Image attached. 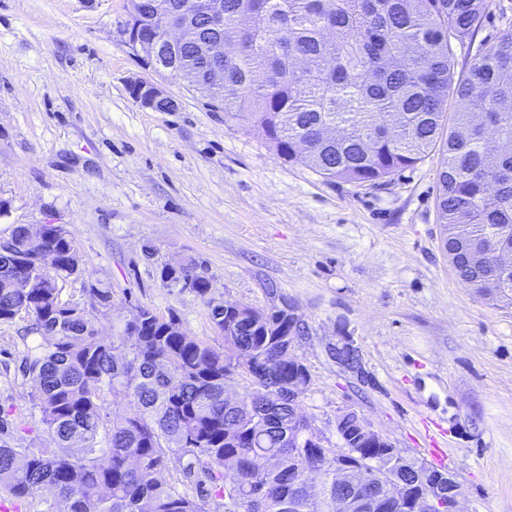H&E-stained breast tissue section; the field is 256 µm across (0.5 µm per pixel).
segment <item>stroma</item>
<instances>
[{"instance_id":"stroma-1","label":"stroma","mask_w":512,"mask_h":512,"mask_svg":"<svg viewBox=\"0 0 512 512\" xmlns=\"http://www.w3.org/2000/svg\"><path fill=\"white\" fill-rule=\"evenodd\" d=\"M127 0H0V234L64 225L81 260L63 301L88 308L99 337L137 305L175 312L191 336L220 344L206 304L163 287L161 264L191 256L211 296L260 310L291 304L309 326L290 352L312 385L302 398L325 447L353 411L399 451L430 442L463 485L464 512H512V305L456 279L442 248L440 152L380 184L327 180L279 158L248 114L225 119L126 46ZM512 29V0H490L458 68ZM137 78L179 103L145 109ZM155 255L146 258L144 247ZM112 291L111 308L91 289ZM31 319L0 323V416L12 443L46 445L20 364ZM342 336L369 382L336 364Z\"/></svg>"}]
</instances>
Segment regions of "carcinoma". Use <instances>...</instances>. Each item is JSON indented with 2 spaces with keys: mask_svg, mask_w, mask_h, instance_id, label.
<instances>
[{
  "mask_svg": "<svg viewBox=\"0 0 512 512\" xmlns=\"http://www.w3.org/2000/svg\"><path fill=\"white\" fill-rule=\"evenodd\" d=\"M157 0L134 3L148 33L164 22ZM193 13L183 45L161 61L172 78L232 119L252 117L253 131L281 159L330 180L380 183L443 153L437 196L443 248L458 280L478 295L512 305V267L488 249H512V29L457 71L452 42L480 30L489 0H223L224 24L208 23V0H170ZM233 42L224 81L207 82L203 43ZM454 112H448V104ZM57 255L49 272L36 264ZM80 273V259L62 224L35 243L16 224L0 245V322L34 319L40 342L27 348L23 372L33 407L53 451L35 454L7 441L0 419V491L21 499L54 491L59 512H336V489L306 484L305 469L325 465L334 448L300 444L288 456L284 438L299 404L288 386L311 382L298 359L278 358L275 342L291 325L265 312L225 309L210 297L211 280L197 260L159 268L166 288L191 283L223 339L220 346L174 332L178 317L146 305L112 340L96 336L89 311L61 299L58 282ZM270 380L236 404L227 376ZM138 412L101 415L104 393ZM383 478L413 491L428 472L417 457L384 448L358 449ZM279 457L282 466L265 461ZM174 466L190 497L161 477ZM355 494L345 512H402L382 487L371 507ZM294 508H288V504Z\"/></svg>",
  "mask_w": 512,
  "mask_h": 512,
  "instance_id": "cac0c4a2",
  "label": "carcinoma"
}]
</instances>
